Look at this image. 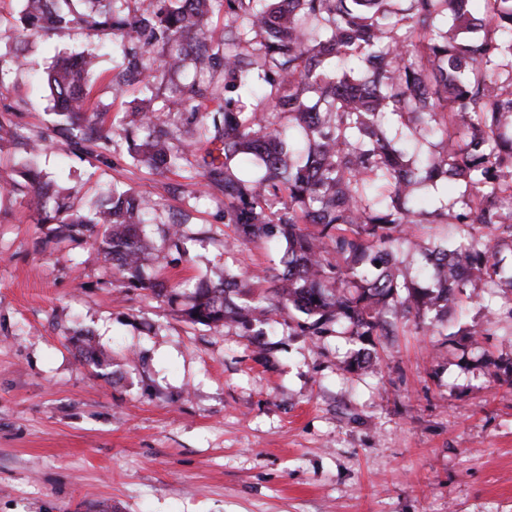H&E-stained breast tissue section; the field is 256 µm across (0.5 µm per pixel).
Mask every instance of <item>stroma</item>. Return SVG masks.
Instances as JSON below:
<instances>
[{
    "instance_id": "1",
    "label": "stroma",
    "mask_w": 512,
    "mask_h": 512,
    "mask_svg": "<svg viewBox=\"0 0 512 512\" xmlns=\"http://www.w3.org/2000/svg\"><path fill=\"white\" fill-rule=\"evenodd\" d=\"M20 0H0V51L28 61L0 88V114L44 140L45 179L86 211L112 186L148 191L145 234L167 251L135 287L92 238L57 243L23 193V149L0 142V512H512V315L485 289L449 309L442 331L401 322L376 339L374 369L345 327L303 335L277 315L267 335L182 314L198 279L254 275L284 247L234 243L224 195L195 184L196 158L155 174L130 153L136 84L113 95L119 61L101 58L90 107L110 142L72 152L43 72L93 43L71 29L24 35ZM479 329L477 342L442 335ZM104 354L95 368L79 348Z\"/></svg>"
}]
</instances>
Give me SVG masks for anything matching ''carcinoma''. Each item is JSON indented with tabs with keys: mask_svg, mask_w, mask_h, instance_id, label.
<instances>
[{
	"mask_svg": "<svg viewBox=\"0 0 512 512\" xmlns=\"http://www.w3.org/2000/svg\"><path fill=\"white\" fill-rule=\"evenodd\" d=\"M156 2L25 0L19 22L43 37L78 26L119 40L117 94L131 79L154 94L149 59L157 49L172 78L188 62L221 78L171 82L193 111L215 104L183 146L172 145L156 110L141 107L143 138L132 150L149 168L171 171L197 142L216 146L218 155L197 161L201 177L223 189L237 242L285 241L281 269L263 271L272 283L266 299L305 315L304 335L344 324L370 344L409 316L427 331L479 284L512 304V264L497 258L512 247V0H485L482 18L474 0H409L404 15L393 0ZM221 9L224 36L215 45L209 20ZM97 58L82 52L44 75L74 152L110 134L86 108ZM21 65L20 55L0 54V83ZM389 115L404 126L405 141L433 150L407 154L387 136ZM20 176L14 189L42 223L56 225L57 238L93 236L113 268L146 287V192L114 186L106 203L73 213L37 170L26 166ZM427 184L454 199L446 212L417 207ZM448 222L468 231L426 249L434 283L423 287L402 272L393 244L423 224ZM248 287L236 274L206 276L183 315L264 336L272 309L234 300Z\"/></svg>",
	"mask_w": 512,
	"mask_h": 512,
	"instance_id": "carcinoma-1",
	"label": "carcinoma"
}]
</instances>
